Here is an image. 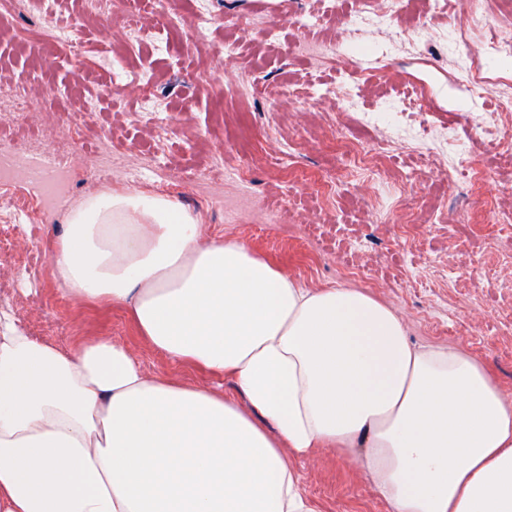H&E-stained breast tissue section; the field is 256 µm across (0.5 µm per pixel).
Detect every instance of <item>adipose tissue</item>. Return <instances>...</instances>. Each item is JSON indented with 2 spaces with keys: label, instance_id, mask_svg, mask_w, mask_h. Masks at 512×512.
<instances>
[{
  "label": "adipose tissue",
  "instance_id": "adipose-tissue-1",
  "mask_svg": "<svg viewBox=\"0 0 512 512\" xmlns=\"http://www.w3.org/2000/svg\"><path fill=\"white\" fill-rule=\"evenodd\" d=\"M53 263L76 303L126 309L236 402L147 373L122 341L68 351L0 311V512H314L292 465L321 449L389 512H512V402L453 346H415L359 288L304 287L174 196L106 189Z\"/></svg>",
  "mask_w": 512,
  "mask_h": 512
}]
</instances>
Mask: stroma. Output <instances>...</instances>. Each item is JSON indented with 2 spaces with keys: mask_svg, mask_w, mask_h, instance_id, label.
I'll return each mask as SVG.
<instances>
[{
  "mask_svg": "<svg viewBox=\"0 0 512 512\" xmlns=\"http://www.w3.org/2000/svg\"><path fill=\"white\" fill-rule=\"evenodd\" d=\"M211 28L194 36V0H170L180 19L165 55L128 42L122 13L89 19L78 62L41 43L38 0H14L0 15V147L25 140L30 150L52 144L71 158L59 205L38 208V226L16 236L15 251L38 247L41 259L26 264L0 259V306L39 340L69 349L89 336L123 341L153 375L205 385L238 398L234 384L189 365L170 363L140 336L126 310L76 304L67 295L48 253L62 233L65 214L86 196L137 187L183 200L203 217L210 234L235 238L283 267L306 287L326 284L365 290L401 315L416 345H453L488 363L503 396L512 400V225L493 224L480 200L512 210V171L499 167L495 142L465 123L490 103L468 93L469 74L447 40L423 34V49L406 47L398 27L356 20L351 40L370 46L359 58L369 78L360 98L367 111L418 116L398 97L409 90L448 123L461 144L492 179L460 174L461 196L449 194L436 174L419 170L418 158L396 148L379 165H343L335 127L357 130L353 107L333 97L301 103L265 93L228 95L241 73L266 77L272 89L291 82L332 84L336 74L295 46L291 16L316 11L318 0H209ZM229 32L240 33L233 67L215 54ZM124 47L129 65L157 73L151 91L155 112L133 95L110 94L103 62ZM100 97L98 111L68 121L66 104L81 95ZM36 106L30 124L17 128L19 97ZM111 144L97 143L101 130ZM245 162L250 188L218 180L205 186L183 181L215 160ZM342 178L330 197L313 186L328 171ZM291 208L281 223L267 221L281 196ZM294 467L316 512H388L365 475L332 453L295 459Z\"/></svg>",
  "mask_w": 512,
  "mask_h": 512,
  "instance_id": "obj_1",
  "label": "stroma"
}]
</instances>
